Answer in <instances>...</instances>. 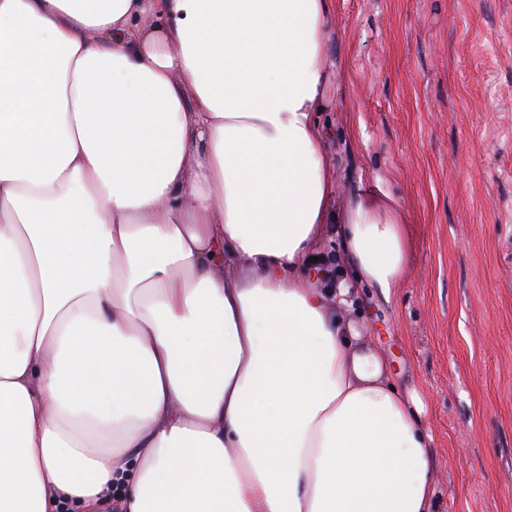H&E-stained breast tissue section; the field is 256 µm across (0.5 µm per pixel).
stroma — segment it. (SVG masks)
<instances>
[{
    "mask_svg": "<svg viewBox=\"0 0 512 512\" xmlns=\"http://www.w3.org/2000/svg\"><path fill=\"white\" fill-rule=\"evenodd\" d=\"M334 4L338 200L377 185L408 219L398 288L337 312L426 402L443 512H512V0ZM315 255L318 286L350 278L335 228Z\"/></svg>",
    "mask_w": 512,
    "mask_h": 512,
    "instance_id": "1",
    "label": "stroma"
}]
</instances>
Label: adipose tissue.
Listing matches in <instances>:
<instances>
[{
    "mask_svg": "<svg viewBox=\"0 0 512 512\" xmlns=\"http://www.w3.org/2000/svg\"><path fill=\"white\" fill-rule=\"evenodd\" d=\"M334 0H0V512H439L427 410L335 314ZM336 226L328 225L326 234L314 251V257H319V260L312 263L311 272L314 273L315 283L321 288H336V280L339 282L343 278L354 281L336 233ZM314 268H321V274L317 275Z\"/></svg>",
    "mask_w": 512,
    "mask_h": 512,
    "instance_id": "adipose-tissue-1",
    "label": "adipose tissue"
}]
</instances>
